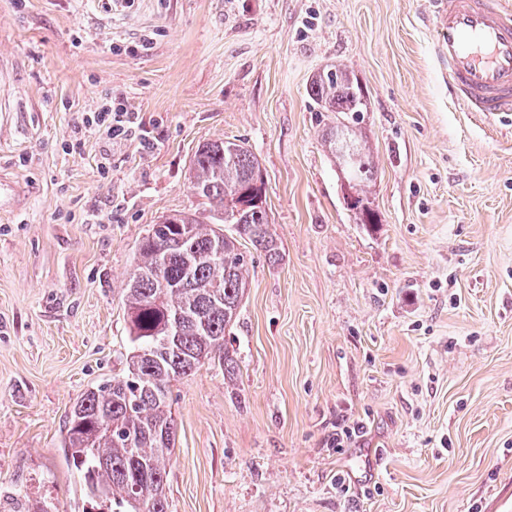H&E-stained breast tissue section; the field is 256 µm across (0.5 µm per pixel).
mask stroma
Listing matches in <instances>:
<instances>
[{
    "mask_svg": "<svg viewBox=\"0 0 512 512\" xmlns=\"http://www.w3.org/2000/svg\"><path fill=\"white\" fill-rule=\"evenodd\" d=\"M434 9L0 0V169L23 187L0 199V512H82L67 415L122 372L138 243L197 209L189 160L225 139L261 164L280 256L241 242L238 370L172 383L169 512H495L512 494V114L459 111ZM336 62L367 93L372 232L307 95ZM108 98L140 122L111 146L78 127Z\"/></svg>",
    "mask_w": 512,
    "mask_h": 512,
    "instance_id": "stroma-1",
    "label": "stroma"
}]
</instances>
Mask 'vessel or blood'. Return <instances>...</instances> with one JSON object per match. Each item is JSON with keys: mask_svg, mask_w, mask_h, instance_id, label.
Returning <instances> with one entry per match:
<instances>
[{"mask_svg": "<svg viewBox=\"0 0 512 512\" xmlns=\"http://www.w3.org/2000/svg\"><path fill=\"white\" fill-rule=\"evenodd\" d=\"M444 32L436 53L461 111L512 112V7L505 0H436Z\"/></svg>", "mask_w": 512, "mask_h": 512, "instance_id": "obj_1", "label": "vessel or blood"}]
</instances>
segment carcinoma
Masks as SVG:
<instances>
[{
	"mask_svg": "<svg viewBox=\"0 0 512 512\" xmlns=\"http://www.w3.org/2000/svg\"><path fill=\"white\" fill-rule=\"evenodd\" d=\"M307 93L315 111L336 114L322 140L356 195L349 202L355 211L370 202L365 187L376 175L357 136L367 93L342 64L323 68ZM260 173L242 142L198 146L189 180L202 212L149 225L139 244L123 288L131 344L125 368L74 403L62 439L92 512H168L165 461L176 437L171 382L207 361L236 368L224 337L248 285L238 239L248 238L270 260L279 256L267 202L256 194Z\"/></svg>",
	"mask_w": 512,
	"mask_h": 512,
	"instance_id": "cac0c4a2",
	"label": "carcinoma"
}]
</instances>
